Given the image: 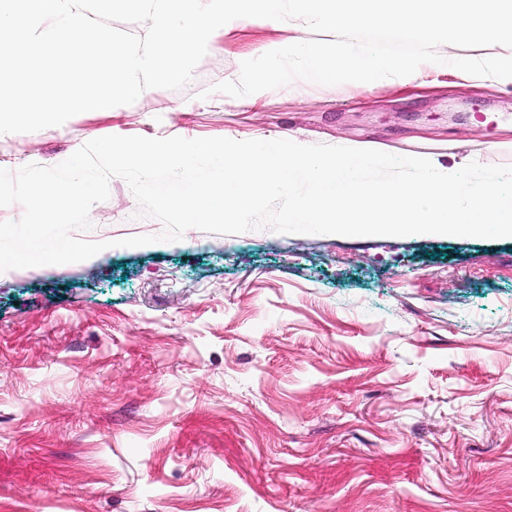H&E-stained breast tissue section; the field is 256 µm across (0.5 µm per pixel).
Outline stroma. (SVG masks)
I'll return each mask as SVG.
<instances>
[{"label": "stroma", "mask_w": 512, "mask_h": 512, "mask_svg": "<svg viewBox=\"0 0 512 512\" xmlns=\"http://www.w3.org/2000/svg\"><path fill=\"white\" fill-rule=\"evenodd\" d=\"M217 39L181 90L0 136V168L90 137L293 138L512 165V86L302 80L199 94L301 34ZM84 262L0 273V512H512V239L164 230L127 183Z\"/></svg>", "instance_id": "35a3bbf8"}]
</instances>
